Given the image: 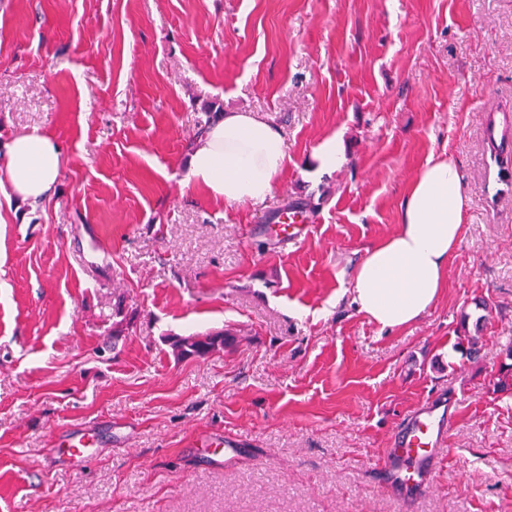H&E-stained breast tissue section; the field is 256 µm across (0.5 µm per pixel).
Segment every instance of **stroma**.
Returning a JSON list of instances; mask_svg holds the SVG:
<instances>
[{
    "label": "stroma",
    "mask_w": 512,
    "mask_h": 512,
    "mask_svg": "<svg viewBox=\"0 0 512 512\" xmlns=\"http://www.w3.org/2000/svg\"><path fill=\"white\" fill-rule=\"evenodd\" d=\"M279 127L264 203L183 187L212 116ZM512 0H0V141L63 148L32 206L0 169V512H512ZM341 134L345 165L313 150ZM463 174L448 287L384 331L344 290L430 154ZM312 202L282 244L278 212ZM223 331L204 359L171 337ZM455 417L422 487L383 451ZM86 433L83 461L66 436ZM231 434L235 453L208 446ZM303 217L297 211H284L278 217L277 224H271L270 233L276 238L296 243L299 239L306 238L312 232V224H303Z\"/></svg>",
    "instance_id": "35a3bbf8"
}]
</instances>
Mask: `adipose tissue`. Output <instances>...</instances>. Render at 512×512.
I'll return each instance as SVG.
<instances>
[{
  "mask_svg": "<svg viewBox=\"0 0 512 512\" xmlns=\"http://www.w3.org/2000/svg\"><path fill=\"white\" fill-rule=\"evenodd\" d=\"M13 192L36 202L51 197L63 165L61 144L33 131L0 145ZM288 165L280 128L247 112L211 121L188 160L185 185L227 203L261 201ZM467 196L455 164L430 155L414 175L394 230L366 249L351 284L357 312L393 331L417 321L448 286V258L466 226Z\"/></svg>",
  "mask_w": 512,
  "mask_h": 512,
  "instance_id": "adipose-tissue-1",
  "label": "adipose tissue"
}]
</instances>
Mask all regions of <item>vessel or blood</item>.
I'll list each match as a JSON object with an SVG mask.
<instances>
[{
    "mask_svg": "<svg viewBox=\"0 0 512 512\" xmlns=\"http://www.w3.org/2000/svg\"><path fill=\"white\" fill-rule=\"evenodd\" d=\"M269 230L276 238L294 243L307 237L312 227L304 223L299 212L285 211ZM446 436L445 418L437 414L435 405L419 408L406 417L386 451L388 474L407 487L422 484Z\"/></svg>",
    "mask_w": 512,
    "mask_h": 512,
    "instance_id": "1",
    "label": "vessel or blood"
}]
</instances>
